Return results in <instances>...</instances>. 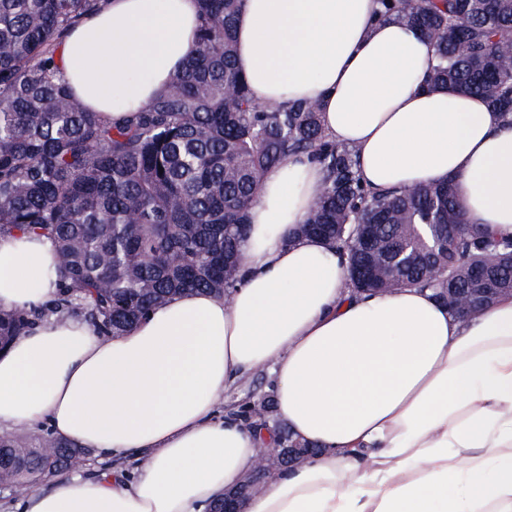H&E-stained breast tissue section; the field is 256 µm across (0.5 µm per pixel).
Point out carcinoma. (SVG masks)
<instances>
[{"label":"carcinoma","instance_id":"obj_1","mask_svg":"<svg viewBox=\"0 0 512 512\" xmlns=\"http://www.w3.org/2000/svg\"><path fill=\"white\" fill-rule=\"evenodd\" d=\"M242 0H199L196 47L149 108L114 124L89 110L55 64L61 37L102 0H0V235L55 247L60 292L39 317L80 314L102 335L132 328L182 291L216 296L240 281L239 247L265 177L294 155L325 171L301 232L348 261L354 294L417 287L512 289V238L469 222L453 181L367 189L354 151L325 135L310 102L262 106L236 68ZM434 48L429 83L483 96L512 115V0H378ZM441 269V279L428 268ZM31 315L0 309V345ZM257 426L309 444L271 418ZM0 487L27 493L87 452L51 434L0 436Z\"/></svg>","mask_w":512,"mask_h":512}]
</instances>
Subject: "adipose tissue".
Masks as SVG:
<instances>
[{"label": "adipose tissue", "instance_id": "1", "mask_svg": "<svg viewBox=\"0 0 512 512\" xmlns=\"http://www.w3.org/2000/svg\"><path fill=\"white\" fill-rule=\"evenodd\" d=\"M198 14V0H105L57 65L89 108L123 120L182 71ZM236 37L252 99L317 103L363 184L453 179L470 221L512 236V120L481 96L425 88L430 42L377 0H243ZM324 185L299 157L265 178L229 297L177 294L118 336L53 317L0 352V432L43 427L134 461L7 512H207L269 437L220 410L255 370L317 452L242 512H512V296L462 318L419 288L350 295L342 253L299 232ZM58 282L48 240L0 237V309L44 306Z\"/></svg>", "mask_w": 512, "mask_h": 512}]
</instances>
